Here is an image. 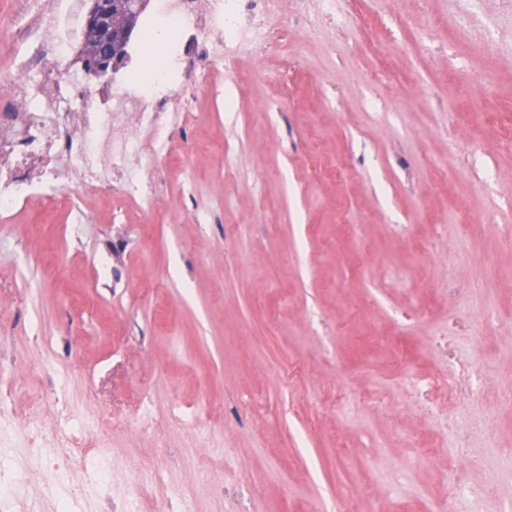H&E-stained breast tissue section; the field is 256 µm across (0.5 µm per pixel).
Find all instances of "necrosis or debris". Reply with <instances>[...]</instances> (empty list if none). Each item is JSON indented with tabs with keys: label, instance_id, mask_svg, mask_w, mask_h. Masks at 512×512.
<instances>
[{
	"label": "necrosis or debris",
	"instance_id": "1",
	"mask_svg": "<svg viewBox=\"0 0 512 512\" xmlns=\"http://www.w3.org/2000/svg\"><path fill=\"white\" fill-rule=\"evenodd\" d=\"M154 13L169 16L173 27L171 63L175 68L202 61L216 80L239 55L268 43L265 19L278 11L280 0H153ZM81 0H34L32 27L53 53L45 66L33 52L14 46V71L6 95L10 111L0 113V212L21 201H51L54 184L77 174L78 189L112 181L117 154L129 148L127 132L137 125L154 130L150 147L141 149L144 168H152L169 151L165 134L181 123L193 106V94L180 84L165 94L146 97L135 79L140 58L128 55L112 68L113 107L89 99L79 111L60 109L58 91L79 96L82 84L67 59L70 43L60 34L62 24L77 26ZM179 107H170L171 97ZM43 175H33L35 166Z\"/></svg>",
	"mask_w": 512,
	"mask_h": 512
}]
</instances>
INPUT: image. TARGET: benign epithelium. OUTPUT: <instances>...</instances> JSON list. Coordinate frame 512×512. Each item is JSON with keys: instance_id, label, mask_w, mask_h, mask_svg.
I'll return each instance as SVG.
<instances>
[{"instance_id": "7a95c632", "label": "benign epithelium", "mask_w": 512, "mask_h": 512, "mask_svg": "<svg viewBox=\"0 0 512 512\" xmlns=\"http://www.w3.org/2000/svg\"><path fill=\"white\" fill-rule=\"evenodd\" d=\"M88 8L83 23V41L93 40L95 52L90 53L81 45L79 60L85 73L102 79L118 61L119 49L131 38L147 0H127L126 21L114 22L112 0H87Z\"/></svg>"}]
</instances>
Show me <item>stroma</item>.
<instances>
[{"label": "stroma", "mask_w": 512, "mask_h": 512, "mask_svg": "<svg viewBox=\"0 0 512 512\" xmlns=\"http://www.w3.org/2000/svg\"><path fill=\"white\" fill-rule=\"evenodd\" d=\"M336 15L287 0L223 87L186 68L177 161L146 171L132 156L113 187L61 182L68 206L0 213V448L20 453L31 422L56 447L75 418L112 473L62 480L31 461L0 512H56L72 492L82 512H127L146 467L165 475L168 512L186 490L193 512H393L399 498L427 512L452 461L493 512L512 504L497 465L512 454L498 408L512 389V0H336ZM394 19L429 30L424 63L397 50ZM141 177L152 198L118 190ZM456 309L470 326L449 328ZM447 332L458 362L484 367L476 405L446 407L468 430L460 458L405 395L455 378L432 345ZM397 423L434 463L405 470Z\"/></svg>", "instance_id": "35a3bbf8"}]
</instances>
